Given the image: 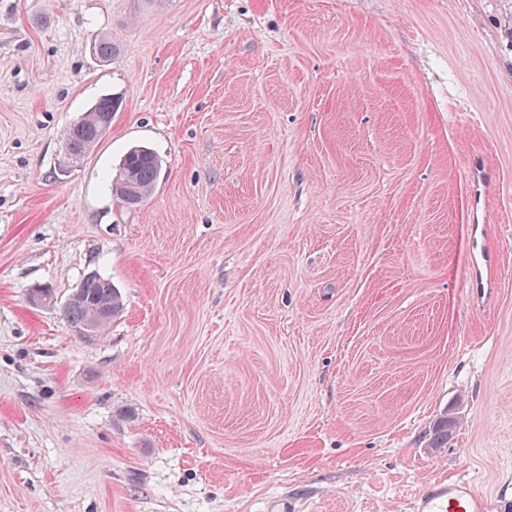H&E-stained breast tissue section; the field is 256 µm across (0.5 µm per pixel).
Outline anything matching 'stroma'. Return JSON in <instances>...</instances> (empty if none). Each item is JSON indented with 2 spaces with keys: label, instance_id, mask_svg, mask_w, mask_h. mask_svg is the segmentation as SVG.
I'll return each instance as SVG.
<instances>
[{
  "label": "stroma",
  "instance_id": "35a3bbf8",
  "mask_svg": "<svg viewBox=\"0 0 512 512\" xmlns=\"http://www.w3.org/2000/svg\"><path fill=\"white\" fill-rule=\"evenodd\" d=\"M90 272L124 309L88 340ZM445 475L512 512V0H0V512H412ZM116 105V101L112 97L101 98L90 110L70 125L65 136L69 164L79 163L99 143L101 139L98 137V133L101 135L111 127V117L102 116L97 133L99 116L104 112H114ZM162 172V160L147 146H134L121 158L110 182L112 194L129 208L140 206L156 188ZM135 197V202L130 198ZM477 224H473L469 247V288L471 297L486 299L496 288L497 253L489 239L487 210L481 196L474 199ZM95 277V272H90L84 276L64 307L70 304L72 300L82 297L85 288L94 281ZM111 306L112 308L108 313L113 319L118 316L122 310L121 294L110 279L99 274L98 280L93 282L90 287L86 289L84 298L75 302L63 316L66 323L73 328L83 325L94 318L103 320L102 317L104 313ZM103 321L106 328L112 323V321Z\"/></svg>",
  "mask_w": 512,
  "mask_h": 512
}]
</instances>
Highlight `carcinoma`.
I'll return each instance as SVG.
<instances>
[{
	"mask_svg": "<svg viewBox=\"0 0 512 512\" xmlns=\"http://www.w3.org/2000/svg\"><path fill=\"white\" fill-rule=\"evenodd\" d=\"M96 57L109 62L116 53L112 37L105 35L94 43ZM116 101L111 97L100 99L90 110L70 125L66 132L68 162L77 164L99 143L97 126L99 116L114 112ZM162 172V160L147 146H134L121 158L115 177L110 182L112 194L122 199L131 208L140 206L156 188ZM116 317L122 310V298L112 281L103 276L86 289L84 298L75 302L65 313L64 319L70 327L80 326L94 318L103 317L106 310ZM456 426V418L443 415L434 424L432 447L443 448Z\"/></svg>",
	"mask_w": 512,
	"mask_h": 512,
	"instance_id": "carcinoma-1",
	"label": "carcinoma"
}]
</instances>
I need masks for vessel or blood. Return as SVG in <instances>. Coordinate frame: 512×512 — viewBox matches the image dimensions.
<instances>
[{
  "mask_svg": "<svg viewBox=\"0 0 512 512\" xmlns=\"http://www.w3.org/2000/svg\"><path fill=\"white\" fill-rule=\"evenodd\" d=\"M477 222L469 247V288L473 297L486 298L496 287L497 253L489 239L487 210L476 201ZM490 506L469 481L445 477L426 485L413 502L412 512H489Z\"/></svg>",
  "mask_w": 512,
  "mask_h": 512,
  "instance_id": "1",
  "label": "vessel or blood"
}]
</instances>
